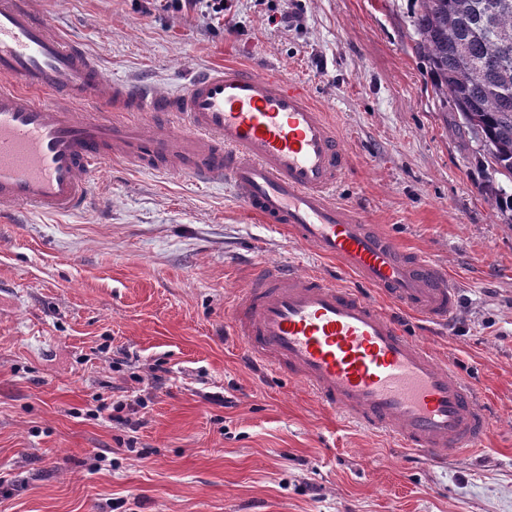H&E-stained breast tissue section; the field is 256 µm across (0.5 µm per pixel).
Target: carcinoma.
Segmentation results:
<instances>
[{"label":"carcinoma","mask_w":512,"mask_h":512,"mask_svg":"<svg viewBox=\"0 0 512 512\" xmlns=\"http://www.w3.org/2000/svg\"><path fill=\"white\" fill-rule=\"evenodd\" d=\"M412 26L433 91L481 143L487 190L512 227V0H415Z\"/></svg>","instance_id":"carcinoma-1"}]
</instances>
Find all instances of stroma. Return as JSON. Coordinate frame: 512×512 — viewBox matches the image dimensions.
I'll list each match as a JSON object with an SVG mask.
<instances>
[{
    "label": "stroma",
    "instance_id": "35a3bbf8",
    "mask_svg": "<svg viewBox=\"0 0 512 512\" xmlns=\"http://www.w3.org/2000/svg\"><path fill=\"white\" fill-rule=\"evenodd\" d=\"M104 82L166 92L225 63L304 80L351 166L339 196L460 290L448 327L411 321L478 390L484 450L438 464L358 429L225 334L267 263L327 264L244 212L229 187L103 162L91 203L0 218V512H512V229L481 144L454 127L415 51L413 0H233L223 22L134 0H29ZM298 14L268 24L270 11ZM144 456L99 398L134 400Z\"/></svg>",
    "mask_w": 512,
    "mask_h": 512
}]
</instances>
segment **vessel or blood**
<instances>
[{"label": "vessel or blood", "mask_w": 512, "mask_h": 512, "mask_svg": "<svg viewBox=\"0 0 512 512\" xmlns=\"http://www.w3.org/2000/svg\"><path fill=\"white\" fill-rule=\"evenodd\" d=\"M97 100L101 111L73 109ZM106 159L228 184L247 210L336 265L303 278L265 265L235 295L230 331L253 360L354 425L434 458L477 449L489 435L476 388L395 316L447 324L458 288L337 202L350 156L304 83L224 64L182 90L106 87L94 58L29 0H0V214L82 210Z\"/></svg>", "instance_id": "vessel-or-blood-1"}]
</instances>
